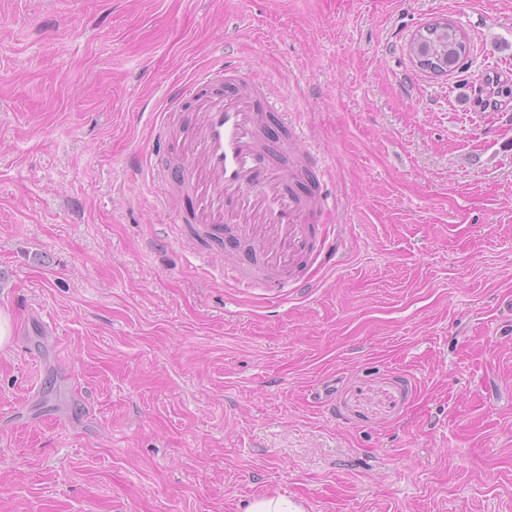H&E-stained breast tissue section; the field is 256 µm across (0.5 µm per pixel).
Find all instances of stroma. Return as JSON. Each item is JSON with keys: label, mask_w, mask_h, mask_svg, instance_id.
Wrapping results in <instances>:
<instances>
[{"label": "stroma", "mask_w": 512, "mask_h": 512, "mask_svg": "<svg viewBox=\"0 0 512 512\" xmlns=\"http://www.w3.org/2000/svg\"><path fill=\"white\" fill-rule=\"evenodd\" d=\"M464 66L419 70L440 19ZM265 80L335 266L233 278L146 172L171 87ZM512 0H0V512H512ZM445 22L446 20L434 22L418 29L411 42L415 58L427 64L429 70L419 68V63L413 58L415 65L422 71H431L433 75L453 72L469 52L467 37L460 38L463 31L454 23L444 25ZM300 510L287 496L265 494L254 497L244 512H300Z\"/></svg>", "instance_id": "1"}]
</instances>
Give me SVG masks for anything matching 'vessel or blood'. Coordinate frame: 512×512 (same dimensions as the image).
I'll return each instance as SVG.
<instances>
[{
	"mask_svg": "<svg viewBox=\"0 0 512 512\" xmlns=\"http://www.w3.org/2000/svg\"><path fill=\"white\" fill-rule=\"evenodd\" d=\"M268 103L242 67L221 61L203 67L154 113L161 134L148 172L193 199L178 223L222 227L228 247L246 243L234 264L238 282L282 288L297 284L303 260L332 263L335 244L317 221L328 211L327 194L320 187L302 193L295 171L281 161L303 152L304 143L297 135L289 141L269 135L260 120ZM173 112L187 119L171 132Z\"/></svg>",
	"mask_w": 512,
	"mask_h": 512,
	"instance_id": "obj_1",
	"label": "vessel or blood"
}]
</instances>
